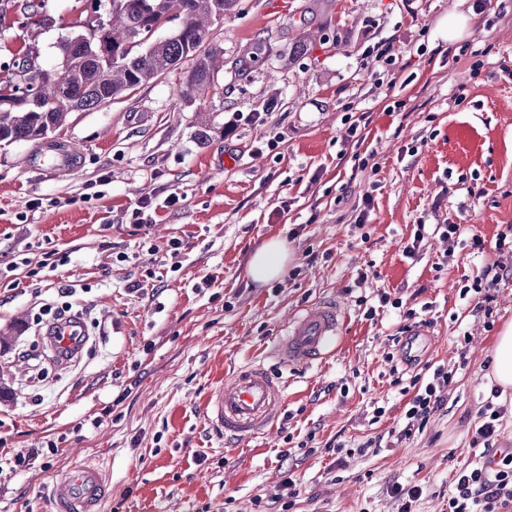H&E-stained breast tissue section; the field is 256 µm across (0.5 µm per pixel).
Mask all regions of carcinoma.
Returning <instances> with one entry per match:
<instances>
[{
  "mask_svg": "<svg viewBox=\"0 0 512 512\" xmlns=\"http://www.w3.org/2000/svg\"><path fill=\"white\" fill-rule=\"evenodd\" d=\"M240 0H112V12L98 25L103 36H112V56L100 52L72 33L61 40L60 70L52 73L28 62L17 71V79L0 78V95L8 94L9 104H0V145L18 141L36 142L51 130L59 129L69 113L102 105L157 78L185 58L194 60L178 95L190 98L205 90L218 68L221 51L200 52V43L209 25L233 11ZM172 10L180 12L183 26L164 39L146 38L161 30L159 23ZM51 83L67 100L65 107L53 106L40 94L19 95L24 85Z\"/></svg>",
  "mask_w": 512,
  "mask_h": 512,
  "instance_id": "carcinoma-1",
  "label": "carcinoma"
}]
</instances>
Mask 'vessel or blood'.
<instances>
[{
  "label": "vessel or blood",
  "mask_w": 512,
  "mask_h": 512,
  "mask_svg": "<svg viewBox=\"0 0 512 512\" xmlns=\"http://www.w3.org/2000/svg\"><path fill=\"white\" fill-rule=\"evenodd\" d=\"M77 150L41 154L39 163L48 172L72 170ZM346 313L333 301L322 302L284 327L274 350L279 361L304 368L329 355L343 332ZM87 334L81 315L70 314L45 329L47 345L65 353L79 348ZM285 404V385L263 364L239 368L212 389L204 403V419L220 437L243 441L270 431ZM108 499V472L103 464L85 459L72 462L57 474L45 493V512H104Z\"/></svg>",
  "instance_id": "1"
}]
</instances>
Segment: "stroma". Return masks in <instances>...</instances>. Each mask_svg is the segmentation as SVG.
Listing matches in <instances>:
<instances>
[{"instance_id": "stroma-1", "label": "stroma", "mask_w": 512, "mask_h": 512, "mask_svg": "<svg viewBox=\"0 0 512 512\" xmlns=\"http://www.w3.org/2000/svg\"><path fill=\"white\" fill-rule=\"evenodd\" d=\"M265 2L242 0L210 28L201 47L223 49L224 66L202 94L177 96L184 59L70 112L51 138L79 149L78 168L36 167L37 143L0 148V512H41L42 487L75 456L109 465L107 512H397L395 482L422 486L415 512H448L457 472L512 448V389L495 394L491 370L512 279L483 303L461 293L484 267L512 265L496 248L512 231V0L484 12L478 0H288L278 14ZM41 3L34 17L26 0H0V71L30 50L58 68L86 0ZM456 9L470 28L450 44L437 27ZM375 46L393 64L373 63ZM349 114L368 117L354 139ZM172 193L178 203L163 207ZM142 198L157 205L146 226L132 215ZM439 224L480 235L483 252L441 239ZM275 237L292 260L256 284L249 259ZM50 250L53 270L41 265ZM384 292L429 322L413 364L387 359L402 320ZM332 299L347 313L336 352L281 365L272 350L287 321ZM65 302L91 338L61 369L38 356L35 320ZM255 361L282 375L285 407L264 435L216 440L202 401ZM440 365L454 371L445 404L396 440L402 386ZM489 402L506 413L487 451L471 439ZM371 439L378 450L358 453ZM338 441L353 450L340 464L325 451ZM31 448L39 456L15 465ZM286 470L299 489L288 511L277 499Z\"/></svg>"}]
</instances>
